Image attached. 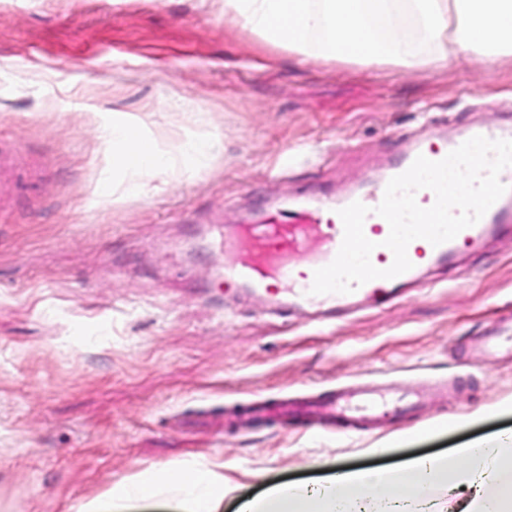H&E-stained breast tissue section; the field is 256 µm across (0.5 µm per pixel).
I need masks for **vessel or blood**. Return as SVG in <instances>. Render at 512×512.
Listing matches in <instances>:
<instances>
[{
    "label": "vessel or blood",
    "instance_id": "vessel-or-blood-1",
    "mask_svg": "<svg viewBox=\"0 0 512 512\" xmlns=\"http://www.w3.org/2000/svg\"><path fill=\"white\" fill-rule=\"evenodd\" d=\"M439 130H432L426 140L416 142L400 162L394 164L389 174L397 176L405 172L417 158L438 161L454 150ZM506 185V193L486 212L475 225L462 230L455 238L435 246L426 240H416L417 251L428 254L436 263L449 262L460 246L480 248L486 238L512 229V167L500 175ZM385 183H378L367 193L356 194L355 199L371 207L363 231L366 238L375 242L371 254L372 264L379 269L388 268L394 259L392 251L383 242L389 235L387 221L375 214L385 192ZM320 233V250L316 258L300 265L299 255L311 246L310 232ZM344 228L340 217H323L320 211H308L297 215L273 214L264 223L246 224L242 227L244 250L232 263L225 265L223 276L231 285L247 288L268 295L279 307L301 304L315 309L325 316H333L360 299L381 306L394 301L417 277L416 270H408L392 279H374L358 287L350 294H311L316 269L330 264L343 241ZM512 333V320L501 323L499 329L484 336L475 354L476 360L490 361L503 352V335ZM385 406L382 395L370 387L340 388L319 402L318 408L332 418L345 421H367L380 416Z\"/></svg>",
    "mask_w": 512,
    "mask_h": 512
}]
</instances>
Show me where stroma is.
I'll use <instances>...</instances> for the list:
<instances>
[{"label":"stroma","mask_w":512,"mask_h":512,"mask_svg":"<svg viewBox=\"0 0 512 512\" xmlns=\"http://www.w3.org/2000/svg\"><path fill=\"white\" fill-rule=\"evenodd\" d=\"M116 112L219 151L126 193L103 134ZM432 126L512 129V62H301L233 27L224 0H0V512H74L115 480L203 458L241 496L315 476L316 457L397 466L512 428V359H471L512 317L511 236L329 325L220 275L225 226L372 187ZM340 385L419 404L378 429L260 414Z\"/></svg>","instance_id":"stroma-1"}]
</instances>
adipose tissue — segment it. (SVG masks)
I'll return each instance as SVG.
<instances>
[{
  "instance_id": "obj_1",
  "label": "adipose tissue",
  "mask_w": 512,
  "mask_h": 512,
  "mask_svg": "<svg viewBox=\"0 0 512 512\" xmlns=\"http://www.w3.org/2000/svg\"><path fill=\"white\" fill-rule=\"evenodd\" d=\"M235 27L303 59L447 65L473 52L512 59V0H224ZM218 145L187 131L169 144L112 115V167L133 191L174 169L208 166ZM313 481L278 484L239 500L236 512H512V431L481 437L441 456L394 469L344 470L313 459ZM230 487L220 461L162 466L113 482L79 512H217Z\"/></svg>"
}]
</instances>
